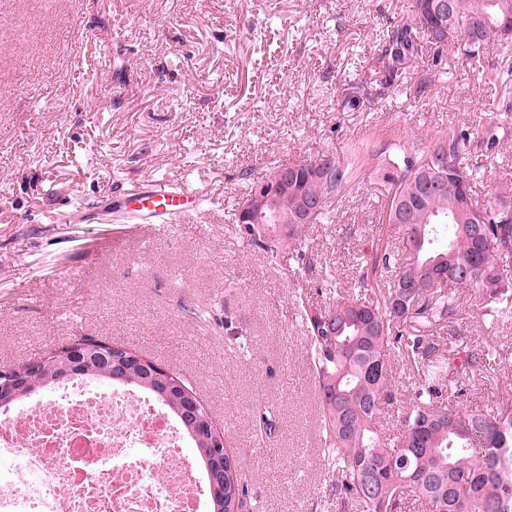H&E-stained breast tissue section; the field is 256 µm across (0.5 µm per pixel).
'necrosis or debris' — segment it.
<instances>
[{"instance_id": "necrosis-or-debris-1", "label": "necrosis or debris", "mask_w": 512, "mask_h": 512, "mask_svg": "<svg viewBox=\"0 0 512 512\" xmlns=\"http://www.w3.org/2000/svg\"><path fill=\"white\" fill-rule=\"evenodd\" d=\"M187 445L151 393L74 376L0 410V512H208Z\"/></svg>"}]
</instances>
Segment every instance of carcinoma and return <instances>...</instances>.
<instances>
[{
  "label": "carcinoma",
  "instance_id": "1",
  "mask_svg": "<svg viewBox=\"0 0 512 512\" xmlns=\"http://www.w3.org/2000/svg\"><path fill=\"white\" fill-rule=\"evenodd\" d=\"M434 0H413L418 26H392L383 31L380 59L401 61L422 51L426 40L435 61L464 37L468 66H480L485 45L499 41L503 65L479 70L488 84L501 88L499 108L485 115L484 137L448 129L432 146L418 152L401 149L391 178L383 179L389 196L382 222L393 223L394 203L408 209L404 225L410 259L398 272L386 247L377 249L366 288H384L372 299L340 298L332 307L311 309L304 321L313 350V373L322 409L323 459L336 473L333 500L336 512H405L410 500L425 504L428 512H512V404L490 413L461 411L444 403L443 380L449 367L468 379L492 365L499 351L481 349L442 352L440 344L421 329L406 331L415 320L428 328L459 315L457 291L472 290L473 305L488 328L512 318V276L502 264L512 254V206L486 203L474 197L472 182L478 169L465 165L474 151L490 152L512 133L502 116L512 112V37L500 26L512 24V0H451L448 41L433 33L438 17ZM464 31H459L460 22ZM323 159L302 160L291 166L298 186L324 205L313 223H322L336 211L353 181L352 164L336 157L329 162L342 171L334 182L310 175L308 166ZM446 165L448 190L426 189L419 175ZM267 224H251L239 232L247 245L276 260L291 254L295 275L303 276V224H290L281 236L266 238ZM413 362L421 383L404 408L402 430L388 441L380 412L397 402L391 361L396 351ZM81 373L114 384L107 364L89 358ZM55 361L40 376L26 379L19 399L57 383ZM126 385L158 395V379L131 365ZM200 464L210 453L209 435L199 427L187 432ZM246 493V476L239 459L224 465V498L210 499V512H239Z\"/></svg>",
  "mask_w": 512,
  "mask_h": 512
}]
</instances>
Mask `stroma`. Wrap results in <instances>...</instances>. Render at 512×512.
<instances>
[{"label":"stroma","instance_id":"1","mask_svg":"<svg viewBox=\"0 0 512 512\" xmlns=\"http://www.w3.org/2000/svg\"><path fill=\"white\" fill-rule=\"evenodd\" d=\"M412 19L410 0H0V368L81 336L134 349L208 406L248 473L242 512H336L301 308L357 292L379 243L406 261L380 169L451 126L481 139L500 97L455 47L384 86L382 30ZM352 86L370 103L346 105ZM361 145L353 190L304 231L303 280L238 239L243 170ZM479 162V199L512 203V141ZM161 178L201 210L141 224L114 205ZM460 297L442 337L500 355L459 407L490 411L512 402V319L486 329Z\"/></svg>","mask_w":512,"mask_h":512}]
</instances>
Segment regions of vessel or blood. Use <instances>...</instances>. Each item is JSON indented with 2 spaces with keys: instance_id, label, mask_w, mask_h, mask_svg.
<instances>
[{
  "instance_id": "obj_1",
  "label": "vessel or blood",
  "mask_w": 512,
  "mask_h": 512,
  "mask_svg": "<svg viewBox=\"0 0 512 512\" xmlns=\"http://www.w3.org/2000/svg\"><path fill=\"white\" fill-rule=\"evenodd\" d=\"M204 200V195L198 190L184 185L174 188L157 181L131 189L125 197V208L127 212L143 218L170 224L191 215Z\"/></svg>"
}]
</instances>
